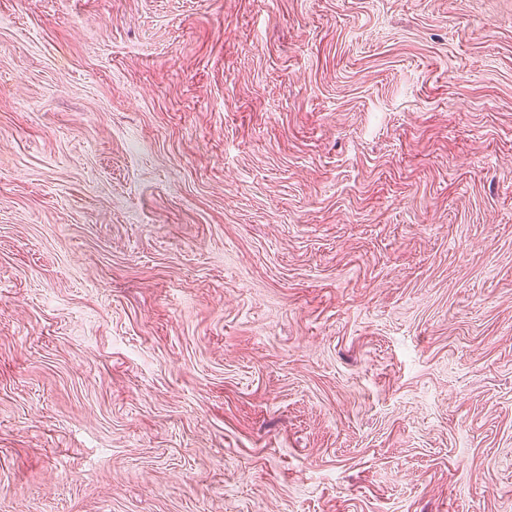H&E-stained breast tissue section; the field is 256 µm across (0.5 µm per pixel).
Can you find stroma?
Listing matches in <instances>:
<instances>
[{"mask_svg":"<svg viewBox=\"0 0 512 512\" xmlns=\"http://www.w3.org/2000/svg\"><path fill=\"white\" fill-rule=\"evenodd\" d=\"M0 512H512V0H0Z\"/></svg>","mask_w":512,"mask_h":512,"instance_id":"stroma-1","label":"stroma"}]
</instances>
